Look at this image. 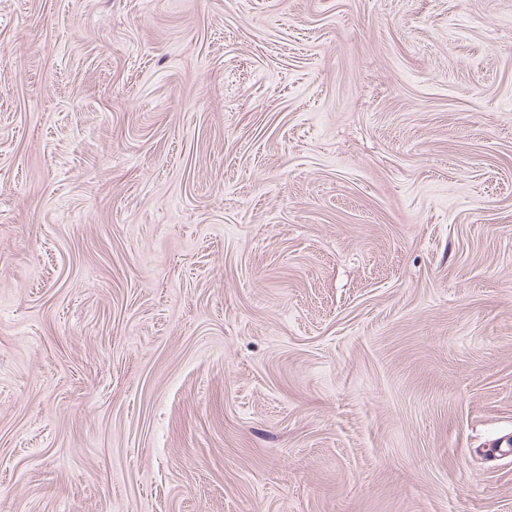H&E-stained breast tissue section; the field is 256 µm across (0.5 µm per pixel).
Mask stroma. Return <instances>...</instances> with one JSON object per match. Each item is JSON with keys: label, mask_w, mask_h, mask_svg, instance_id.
<instances>
[{"label": "stroma", "mask_w": 512, "mask_h": 512, "mask_svg": "<svg viewBox=\"0 0 512 512\" xmlns=\"http://www.w3.org/2000/svg\"><path fill=\"white\" fill-rule=\"evenodd\" d=\"M512 0H0V512H512Z\"/></svg>", "instance_id": "obj_1"}]
</instances>
